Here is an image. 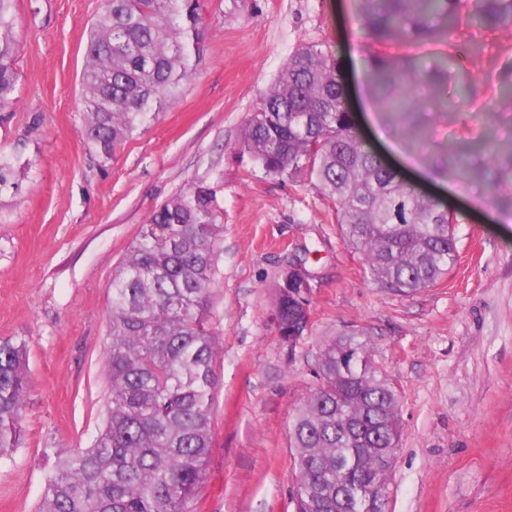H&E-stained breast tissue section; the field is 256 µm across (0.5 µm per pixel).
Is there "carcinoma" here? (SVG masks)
Segmentation results:
<instances>
[{
	"label": "carcinoma",
	"mask_w": 512,
	"mask_h": 512,
	"mask_svg": "<svg viewBox=\"0 0 512 512\" xmlns=\"http://www.w3.org/2000/svg\"><path fill=\"white\" fill-rule=\"evenodd\" d=\"M15 0H0V112L16 102ZM361 37L388 44L450 40L462 27L512 32V0H359ZM202 52L197 0H103L87 37L82 96L88 141L109 156L154 121L195 75ZM453 53L369 60L373 101L414 149L427 131L406 124L420 109L414 89L448 112L474 111L462 83L441 96ZM509 153L485 144L472 167L450 158L462 182H484L512 199ZM241 144L265 177L309 182L336 205L344 244L360 253L373 281L403 294L436 284L456 263L457 218L423 199L367 149L344 104L329 49L302 45L288 57L245 122ZM17 161L0 155V193L17 188ZM224 225L202 185L170 196L142 226L112 273L110 340L104 349L109 396L103 428L89 448L55 467L39 512H192L213 448V399L220 355L210 294ZM280 332L310 328L311 301L300 288L272 285ZM315 383L293 413L289 448L298 473L295 512H362L359 492L389 483L377 457L401 440L399 397L371 359L363 333L319 350ZM29 387L26 348L0 340V458L17 446Z\"/></svg>",
	"instance_id": "1"
}]
</instances>
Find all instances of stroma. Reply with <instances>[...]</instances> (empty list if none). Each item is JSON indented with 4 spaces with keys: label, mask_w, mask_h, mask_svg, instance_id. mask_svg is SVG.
<instances>
[{
    "label": "stroma",
    "mask_w": 512,
    "mask_h": 512,
    "mask_svg": "<svg viewBox=\"0 0 512 512\" xmlns=\"http://www.w3.org/2000/svg\"><path fill=\"white\" fill-rule=\"evenodd\" d=\"M102 0H17L19 99L0 114V154L20 189L0 195V339L25 343L22 435L0 460V512H37L61 452L90 447L109 384L103 369L109 285L142 226L171 195L213 189L224 236L210 297L222 347L213 448L194 512H294L288 424L309 396L325 341L367 332L399 393L402 439L385 512H512V218L483 184L436 176L449 140L512 122V60L496 29L456 43L477 109L426 111L427 154L396 138L366 83L373 48L356 0H198L203 55L177 100L111 156L87 140L81 78ZM330 46L357 131L419 191L457 218L458 258L440 282L381 288L346 247L335 205L309 183L256 172L245 121L289 55ZM313 276L311 328L288 350L270 285L289 260Z\"/></svg>",
    "instance_id": "35a3bbf8"
}]
</instances>
